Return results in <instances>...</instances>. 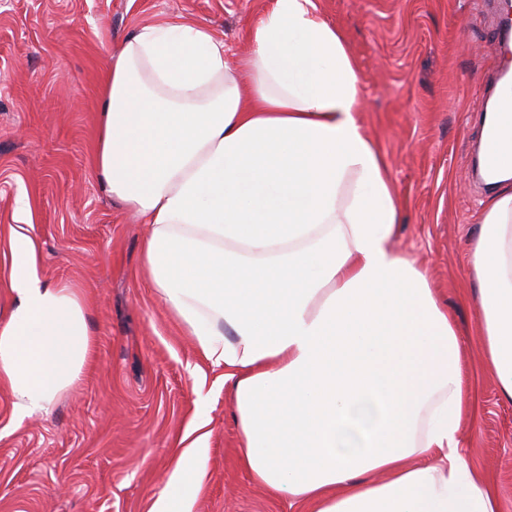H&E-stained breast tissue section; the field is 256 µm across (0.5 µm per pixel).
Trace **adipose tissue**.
Listing matches in <instances>:
<instances>
[{
    "label": "adipose tissue",
    "mask_w": 512,
    "mask_h": 512,
    "mask_svg": "<svg viewBox=\"0 0 512 512\" xmlns=\"http://www.w3.org/2000/svg\"><path fill=\"white\" fill-rule=\"evenodd\" d=\"M237 67L208 29L143 28L112 52L95 165L147 226L142 270L224 371L252 480L309 512H499L461 447L475 399L426 270L392 248L402 208L359 119L347 40L314 0H274ZM470 243L487 367L512 401V124ZM0 386L23 418L80 379L79 293L46 283L18 202ZM208 420L181 439L150 512H191Z\"/></svg>",
    "instance_id": "ef3b65f1"
}]
</instances>
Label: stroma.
<instances>
[{
    "mask_svg": "<svg viewBox=\"0 0 512 512\" xmlns=\"http://www.w3.org/2000/svg\"><path fill=\"white\" fill-rule=\"evenodd\" d=\"M273 0H0V254L28 201L40 274L86 301L93 357L51 412L17 418L0 389V512H150L177 443L210 419L207 478L191 512H295L240 466L222 369L141 274L145 227L99 189L97 110L112 52L141 29L195 24L236 63ZM349 43L360 120L389 165L405 220L394 250L423 265L454 319L480 411L461 446L512 512V403L485 368L468 242L490 195L472 175L475 121L496 70L489 20L472 0H316Z\"/></svg>",
    "mask_w": 512,
    "mask_h": 512,
    "instance_id": "1",
    "label": "stroma"
}]
</instances>
